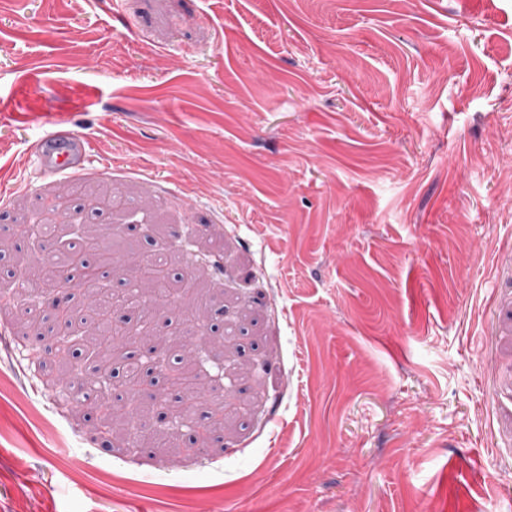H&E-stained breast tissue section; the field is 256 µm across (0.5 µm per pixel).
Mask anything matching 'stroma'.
<instances>
[{
	"instance_id": "obj_1",
	"label": "stroma",
	"mask_w": 512,
	"mask_h": 512,
	"mask_svg": "<svg viewBox=\"0 0 512 512\" xmlns=\"http://www.w3.org/2000/svg\"><path fill=\"white\" fill-rule=\"evenodd\" d=\"M76 182L223 265L231 414L187 456L147 383L172 448L103 436L121 377L1 308L0 512H512V0H0V289Z\"/></svg>"
}]
</instances>
